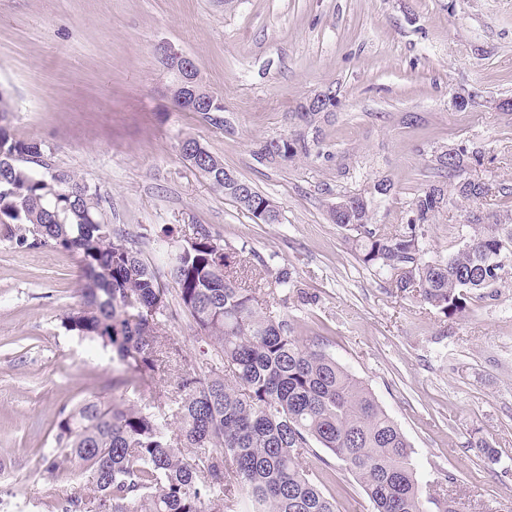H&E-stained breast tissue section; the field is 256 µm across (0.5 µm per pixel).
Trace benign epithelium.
Masks as SVG:
<instances>
[{"label":"benign epithelium","mask_w":512,"mask_h":512,"mask_svg":"<svg viewBox=\"0 0 512 512\" xmlns=\"http://www.w3.org/2000/svg\"><path fill=\"white\" fill-rule=\"evenodd\" d=\"M156 53L164 61L174 63V68L166 69V74L169 76L167 90L178 89L180 101L189 102V107L193 111L206 112L219 125H227L226 118L219 113V110L223 109L222 98L209 89L201 91L198 88L199 63L168 43L158 44ZM336 99L338 96L332 88L320 89L305 97L303 111L321 108L325 112H330L332 111L330 103Z\"/></svg>","instance_id":"1"}]
</instances>
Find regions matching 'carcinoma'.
<instances>
[{
  "instance_id": "cac0c4a2",
  "label": "carcinoma",
  "mask_w": 512,
  "mask_h": 512,
  "mask_svg": "<svg viewBox=\"0 0 512 512\" xmlns=\"http://www.w3.org/2000/svg\"><path fill=\"white\" fill-rule=\"evenodd\" d=\"M13 109L0 94V240L15 249L52 247L77 254L84 268L79 305L61 315L63 327L112 354L141 395L160 354L179 353L163 340L167 288L141 259L136 241L105 219L100 186L54 164L52 149L14 133ZM288 133L254 143L259 164L278 166L320 154L327 112L292 113ZM183 161L242 209L280 223L279 207L224 167L194 137L179 143ZM446 180L427 184L408 202L401 223L373 221L374 195L339 197L330 210L354 232L359 260L400 292L447 318L467 309L471 295L512 277V213L468 211L463 245L432 258L422 247L425 226L453 200L479 204L512 188L472 175L485 155L463 145L433 148ZM171 254V276L182 310L203 345L190 360L178 394L149 402L120 396L85 400L59 413L47 473L60 466L88 471L84 493L51 504L58 512H336L301 459L323 448L356 478L373 512H462L448 493L451 479L425 486L412 465V445L369 387L313 339L293 334L286 320L264 311L261 284L243 283L247 260H230L208 227Z\"/></svg>"
}]
</instances>
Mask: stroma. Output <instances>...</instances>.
Instances as JSON below:
<instances>
[{
    "instance_id": "35a3bbf8",
    "label": "stroma",
    "mask_w": 512,
    "mask_h": 512,
    "mask_svg": "<svg viewBox=\"0 0 512 512\" xmlns=\"http://www.w3.org/2000/svg\"><path fill=\"white\" fill-rule=\"evenodd\" d=\"M168 42L198 59L224 99L231 131L175 107L155 55ZM339 88L322 125L320 156L263 166L255 140L288 131L310 92ZM0 89L22 135L56 163L99 185L109 223L137 236L143 259L176 285L157 248L164 231L185 240L202 224L225 251L250 259L268 312L368 385L413 447L420 483L452 477L473 512H512V278L473 296L449 319L385 288L331 223L340 194L391 179L375 221L400 224L435 176L433 146L466 144L512 186V0H0ZM471 96L456 110L454 93ZM192 136L278 205L266 224L185 163ZM468 203L453 202L425 245L442 257L462 240ZM288 270L293 286L276 283ZM78 258L18 251L0 241V512H52L54 494L89 474L49 481L43 460L62 408L112 400L122 369L67 331L80 301ZM488 441V460L474 448ZM338 512H372L340 462L308 455Z\"/></svg>"
}]
</instances>
